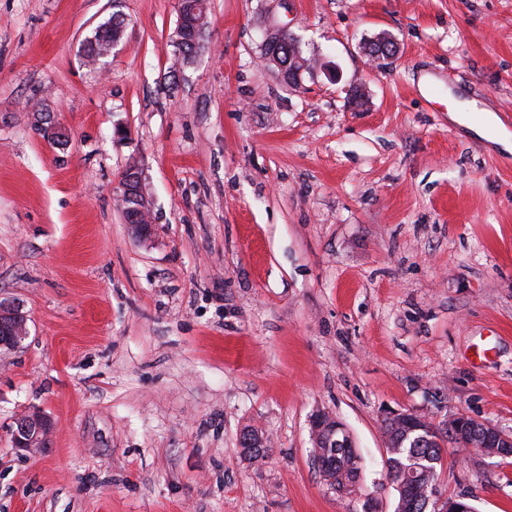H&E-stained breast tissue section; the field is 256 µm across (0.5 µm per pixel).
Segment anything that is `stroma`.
Listing matches in <instances>:
<instances>
[{
  "label": "stroma",
  "instance_id": "obj_1",
  "mask_svg": "<svg viewBox=\"0 0 512 512\" xmlns=\"http://www.w3.org/2000/svg\"><path fill=\"white\" fill-rule=\"evenodd\" d=\"M178 6L0 0V301L28 325L0 350V512H394L388 412L512 434V154L448 118L452 91L512 116V0H209L186 69ZM115 13L123 40L87 66ZM274 28L321 64L298 85L261 57ZM318 410L362 458L357 494L313 464ZM33 411L44 444L14 447ZM435 489L512 512V457L448 451ZM193 1H198L199 7H196L198 11L195 15L186 19L185 27L189 30L188 35L176 33V41H173L176 64H179L181 67H187L194 62L201 49L203 34L208 25L206 0ZM195 22H198V29L194 25ZM193 30H198L195 37L191 36ZM122 199H129L135 202L134 206L125 209L127 224H130L134 234L139 239L145 240L151 234L150 209L142 190L141 174L137 166L129 165L122 177L121 185ZM310 425L313 435L322 431L326 432L330 439L336 436V430L341 429L347 432L345 425L326 411L319 410L314 413L311 416Z\"/></svg>",
  "mask_w": 512,
  "mask_h": 512
}]
</instances>
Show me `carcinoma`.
Instances as JSON below:
<instances>
[{"label":"carcinoma","mask_w":512,"mask_h":512,"mask_svg":"<svg viewBox=\"0 0 512 512\" xmlns=\"http://www.w3.org/2000/svg\"><path fill=\"white\" fill-rule=\"evenodd\" d=\"M195 15L186 19L185 27L196 31V35L176 34L173 42L176 63L182 67L191 65L201 49L203 34L208 25L206 0H198ZM126 19L111 18L97 28L89 38L85 58L96 62L103 58L108 47L124 32ZM299 52L293 38L286 39L280 48L264 47L265 59L280 72L288 71V57ZM388 453L387 477L396 492L395 512H427L426 498L438 479V468L442 466L445 445L459 447V443L448 434L444 423L428 422L422 429L407 425L391 427L381 425ZM325 468L320 470L323 479L336 495L349 496L356 491L360 480L361 463L353 448L341 445L320 449Z\"/></svg>","instance_id":"1"}]
</instances>
